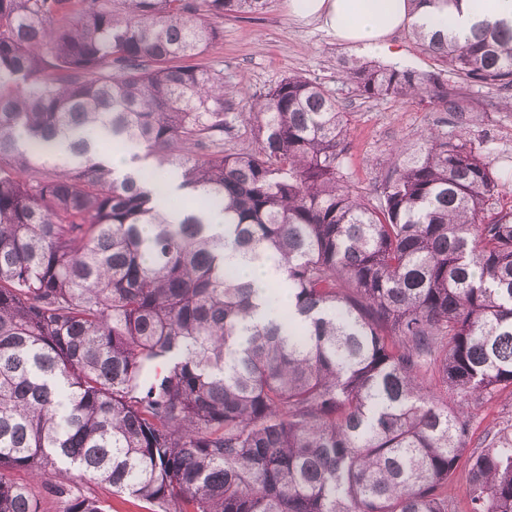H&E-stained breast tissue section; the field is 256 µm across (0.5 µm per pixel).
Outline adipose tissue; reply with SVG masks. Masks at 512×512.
<instances>
[{
  "label": "adipose tissue",
  "mask_w": 512,
  "mask_h": 512,
  "mask_svg": "<svg viewBox=\"0 0 512 512\" xmlns=\"http://www.w3.org/2000/svg\"><path fill=\"white\" fill-rule=\"evenodd\" d=\"M294 16L319 22L341 42L395 55L390 35L413 25L465 40L475 23L512 20V0H460L459 5L413 7L410 0H288Z\"/></svg>",
  "instance_id": "1"
}]
</instances>
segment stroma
<instances>
[{"label":"stroma","instance_id":"35a3bbf8","mask_svg":"<svg viewBox=\"0 0 512 512\" xmlns=\"http://www.w3.org/2000/svg\"><path fill=\"white\" fill-rule=\"evenodd\" d=\"M223 38L206 64L222 69L227 84L241 90V116L225 150L251 146L249 113L256 100L291 74L316 80L349 114L350 137L345 167L358 190L375 194L380 170L391 150L410 146L431 130L462 133L473 144L483 145L502 184L499 197L488 206L487 216L512 207V106L495 89L471 86L469 95L478 110L465 129H458L451 114L438 111L429 100L383 98L368 100L356 95L346 66L369 61L370 56L340 44L336 38L288 13L287 0H268L255 15L225 17ZM392 40L399 51L391 65L420 73H441L443 64L423 51L410 28L397 30Z\"/></svg>","mask_w":512,"mask_h":512}]
</instances>
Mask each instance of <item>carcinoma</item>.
<instances>
[{
    "mask_svg": "<svg viewBox=\"0 0 512 512\" xmlns=\"http://www.w3.org/2000/svg\"><path fill=\"white\" fill-rule=\"evenodd\" d=\"M266 2L0 0V512H40L15 472L62 512H104L76 478L160 512H455L471 426L512 390V208L485 220L491 162L438 131L356 191L348 113L298 74L224 151L240 91L197 58ZM412 35L458 82L353 64L357 95L460 128L467 87L512 96L511 21ZM149 159L186 190L176 219ZM237 260L284 275L280 319ZM463 493L512 512V409ZM15 478L20 481L28 482L32 485L33 491L40 500L41 512H61L63 504L54 493L47 488L44 483L33 480L29 474L16 473Z\"/></svg>",
    "mask_w": 512,
    "mask_h": 512,
    "instance_id": "obj_1",
    "label": "carcinoma"
}]
</instances>
